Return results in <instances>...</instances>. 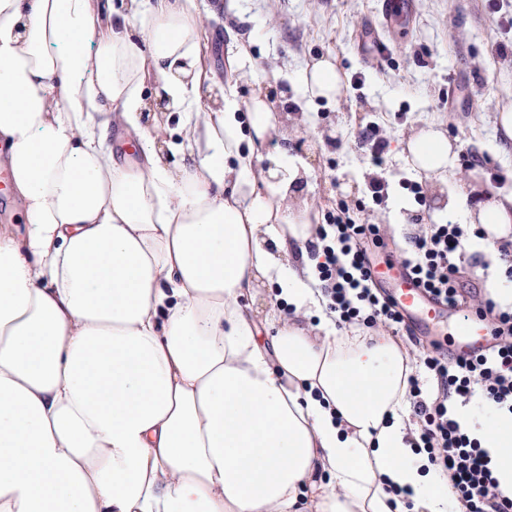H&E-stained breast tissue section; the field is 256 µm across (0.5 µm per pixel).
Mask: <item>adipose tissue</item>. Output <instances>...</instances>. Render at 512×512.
Segmentation results:
<instances>
[{
    "mask_svg": "<svg viewBox=\"0 0 512 512\" xmlns=\"http://www.w3.org/2000/svg\"><path fill=\"white\" fill-rule=\"evenodd\" d=\"M200 44L192 0H0V152L24 220L0 226V512H464L409 442L408 350L337 333L306 281L300 169L265 151L267 95L238 99L248 43L209 112ZM152 77L191 164L144 125ZM299 88L341 93L326 60ZM116 128L142 163L118 162ZM407 149L433 186L454 174L436 125ZM448 208L512 237V196ZM459 415L512 493V418Z\"/></svg>",
    "mask_w": 512,
    "mask_h": 512,
    "instance_id": "obj_1",
    "label": "adipose tissue"
}]
</instances>
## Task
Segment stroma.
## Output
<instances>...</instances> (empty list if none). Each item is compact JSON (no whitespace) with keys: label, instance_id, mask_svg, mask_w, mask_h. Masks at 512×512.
Here are the masks:
<instances>
[{"label":"stroma","instance_id":"1","mask_svg":"<svg viewBox=\"0 0 512 512\" xmlns=\"http://www.w3.org/2000/svg\"><path fill=\"white\" fill-rule=\"evenodd\" d=\"M405 29L383 25L379 0H195L203 40L201 53L209 80L200 92L201 107L211 105L226 85L237 42L251 38L259 82L279 114L284 138L272 148H287L306 175L299 204L323 217L338 202H366L360 221L387 225L386 247L371 251L373 263L393 262L407 249L417 214L436 223L434 197L418 204L409 183L425 184L402 143L422 127L441 125L471 167H457L449 192L469 196L473 187L490 195H512V139L497 117L512 109V58L493 56L505 40L486 0H413ZM333 61L343 94L327 101L297 93L298 73L320 58ZM362 74L364 83L350 79ZM459 102L442 108L448 91ZM377 126L387 141L382 166L371 164L360 135ZM505 178L491 183L490 175ZM385 182L382 204L370 201L368 183ZM464 287L483 293L505 276L484 241L470 238L461 263Z\"/></svg>","mask_w":512,"mask_h":512}]
</instances>
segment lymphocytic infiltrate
<instances>
[{
  "label": "lymphocytic infiltrate",
  "mask_w": 512,
  "mask_h": 512,
  "mask_svg": "<svg viewBox=\"0 0 512 512\" xmlns=\"http://www.w3.org/2000/svg\"><path fill=\"white\" fill-rule=\"evenodd\" d=\"M386 235V225L357 223L344 204L316 225L310 243L319 257L314 277L338 328L395 334L407 328L394 301L377 288L368 259L369 248L383 244ZM483 235L470 224H420L408 238L400 258L406 272L431 300L478 315L490 333L486 348L473 353L448 356L436 343L423 344L419 359L434 388L424 390L418 376L410 375L409 397L418 424L415 446L447 472L465 512H512V494L501 490L491 455L458 417L459 406L477 392L499 414L512 417V307L489 293L468 302L459 284L461 244Z\"/></svg>",
  "instance_id": "f902f5d3"
}]
</instances>
